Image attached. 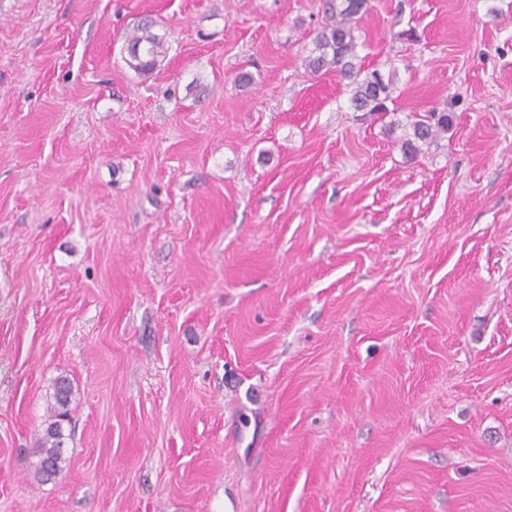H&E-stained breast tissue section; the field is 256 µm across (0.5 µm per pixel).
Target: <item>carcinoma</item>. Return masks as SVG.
Masks as SVG:
<instances>
[{
	"instance_id": "cac0c4a2",
	"label": "carcinoma",
	"mask_w": 512,
	"mask_h": 512,
	"mask_svg": "<svg viewBox=\"0 0 512 512\" xmlns=\"http://www.w3.org/2000/svg\"><path fill=\"white\" fill-rule=\"evenodd\" d=\"M368 9V0H327L325 20L303 62L305 68L315 75L334 73L346 81L355 111L386 115L390 112L388 104L395 101V86L378 70L365 69L358 55L359 24ZM153 26L152 20L145 19L127 38L129 52L125 61L131 69L143 75L154 72L169 51L168 42L152 32ZM451 122L450 114L435 109L411 115L405 123L394 121L390 127L403 129L401 148L414 160L448 132ZM72 396L70 380L58 378L53 386L51 415L38 439L39 472L46 477L55 476L62 470L63 422L68 418Z\"/></svg>"
}]
</instances>
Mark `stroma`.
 I'll use <instances>...</instances> for the list:
<instances>
[{"mask_svg": "<svg viewBox=\"0 0 512 512\" xmlns=\"http://www.w3.org/2000/svg\"><path fill=\"white\" fill-rule=\"evenodd\" d=\"M325 4L0 0V512H512V0H370L414 161ZM368 0H329L325 20L312 40L303 62L312 74L334 73L346 81L355 112L387 115L395 86L377 70H365L359 63V24L368 12ZM153 26L152 20L144 19L127 38L128 57L125 61L131 69L143 75L154 72L165 60L169 51L168 42L164 37L151 31ZM137 47H139V53H132L131 49ZM452 122V116L444 110H431L421 113H415L407 117V122L402 124L400 121L390 122V129L401 127L403 134L401 137V148L411 160H415L425 153V150L444 133L448 132V126ZM72 396L73 388L70 380L66 377L58 378L53 386L54 403L51 407V415L45 421V427L38 439V451L41 456L39 472L43 476H55L63 468V422L68 418Z\"/></svg>", "mask_w": 512, "mask_h": 512, "instance_id": "stroma-1", "label": "stroma"}]
</instances>
